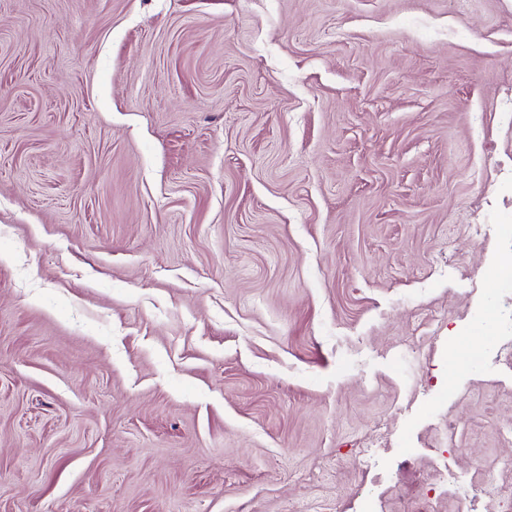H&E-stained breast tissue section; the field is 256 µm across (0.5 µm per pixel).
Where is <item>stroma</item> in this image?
<instances>
[{
  "label": "stroma",
  "instance_id": "stroma-1",
  "mask_svg": "<svg viewBox=\"0 0 512 512\" xmlns=\"http://www.w3.org/2000/svg\"><path fill=\"white\" fill-rule=\"evenodd\" d=\"M502 224L512 0H0V512H498Z\"/></svg>",
  "mask_w": 512,
  "mask_h": 512
}]
</instances>
